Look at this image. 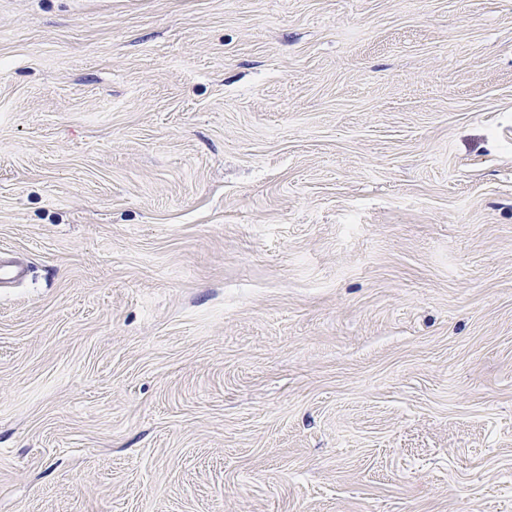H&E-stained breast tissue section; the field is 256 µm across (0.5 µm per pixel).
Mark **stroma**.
<instances>
[{"label":"stroma","instance_id":"obj_1","mask_svg":"<svg viewBox=\"0 0 512 512\" xmlns=\"http://www.w3.org/2000/svg\"><path fill=\"white\" fill-rule=\"evenodd\" d=\"M0 512H512V0H0Z\"/></svg>","mask_w":512,"mask_h":512}]
</instances>
